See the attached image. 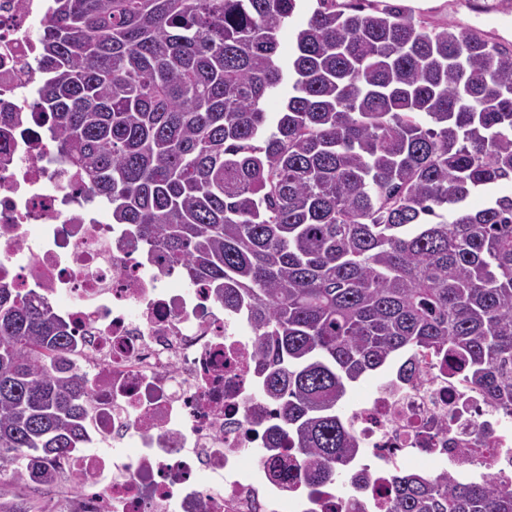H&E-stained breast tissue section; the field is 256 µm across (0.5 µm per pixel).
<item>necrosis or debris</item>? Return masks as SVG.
Masks as SVG:
<instances>
[{
    "instance_id": "obj_1",
    "label": "necrosis or debris",
    "mask_w": 512,
    "mask_h": 512,
    "mask_svg": "<svg viewBox=\"0 0 512 512\" xmlns=\"http://www.w3.org/2000/svg\"><path fill=\"white\" fill-rule=\"evenodd\" d=\"M49 0H0V114L22 117L0 147V284L48 298L70 323L71 367L94 384L92 448L64 470L81 491L75 512H385L392 470L422 456L454 477L512 474V420L453 377L385 383L353 409L375 462L352 478L365 490L276 480L264 436L277 423L255 395L253 330L204 283L87 201L77 174L25 119L44 78L35 34ZM448 420L452 447L436 425ZM483 455L472 459L473 441ZM259 449L252 462L244 451Z\"/></svg>"
}]
</instances>
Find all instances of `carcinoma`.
<instances>
[{"label":"carcinoma","mask_w":512,"mask_h":512,"mask_svg":"<svg viewBox=\"0 0 512 512\" xmlns=\"http://www.w3.org/2000/svg\"><path fill=\"white\" fill-rule=\"evenodd\" d=\"M42 29L34 117L59 156L134 244L249 316L278 476L344 480L347 387L399 360L456 365L512 413L511 43L385 0H52ZM71 341L0 285V478L57 485L44 463L86 445ZM389 487L390 512H512L492 472Z\"/></svg>","instance_id":"carcinoma-1"}]
</instances>
